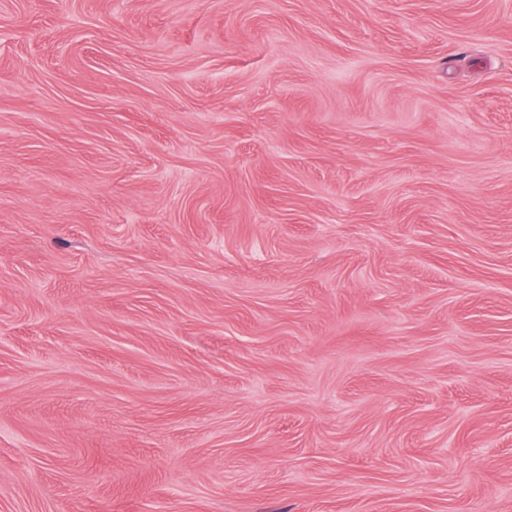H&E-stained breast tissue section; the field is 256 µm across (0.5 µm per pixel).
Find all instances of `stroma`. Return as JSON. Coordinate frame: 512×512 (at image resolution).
<instances>
[{
  "instance_id": "obj_1",
  "label": "stroma",
  "mask_w": 512,
  "mask_h": 512,
  "mask_svg": "<svg viewBox=\"0 0 512 512\" xmlns=\"http://www.w3.org/2000/svg\"><path fill=\"white\" fill-rule=\"evenodd\" d=\"M0 512H512V0H0Z\"/></svg>"
}]
</instances>
